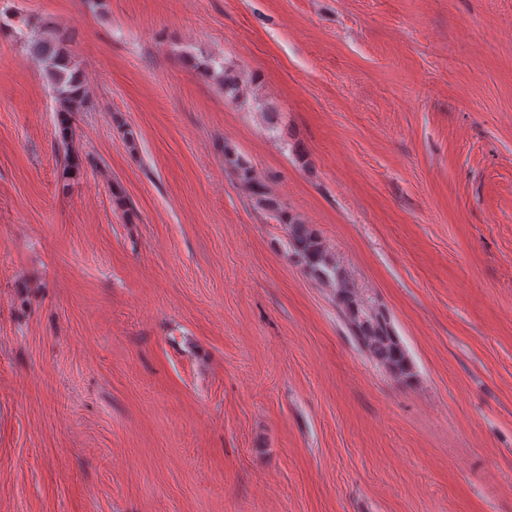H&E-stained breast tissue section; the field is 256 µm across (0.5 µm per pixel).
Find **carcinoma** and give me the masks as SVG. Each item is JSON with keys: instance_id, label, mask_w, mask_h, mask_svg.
Wrapping results in <instances>:
<instances>
[{"instance_id": "cac0c4a2", "label": "carcinoma", "mask_w": 512, "mask_h": 512, "mask_svg": "<svg viewBox=\"0 0 512 512\" xmlns=\"http://www.w3.org/2000/svg\"><path fill=\"white\" fill-rule=\"evenodd\" d=\"M30 50L44 65V76L59 104L56 114V151L63 154L60 172L62 189H68L79 178L83 159L73 145L74 113L87 106V93L79 70L66 49L65 39L50 30H42L30 40ZM224 97L231 103L248 107L264 115L268 130L277 132V114L273 106L255 94L241 75L225 68L219 74ZM224 160L235 170L255 204L272 213L288 226L292 252L311 278L331 285L335 290L336 307L343 314L358 345L378 365L399 380L410 384L415 373L412 362L394 335L386 314L371 300L362 297L350 285L343 268L336 262L320 236L267 191L253 167L229 145H224Z\"/></svg>"}]
</instances>
